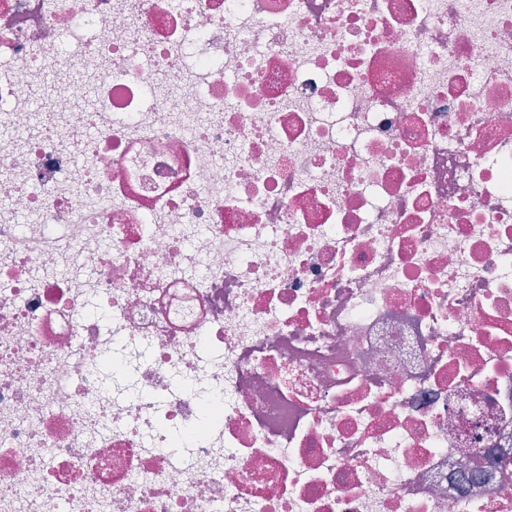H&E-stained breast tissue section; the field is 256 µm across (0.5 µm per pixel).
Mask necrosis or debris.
Listing matches in <instances>:
<instances>
[{
  "instance_id": "1",
  "label": "necrosis or debris",
  "mask_w": 512,
  "mask_h": 512,
  "mask_svg": "<svg viewBox=\"0 0 512 512\" xmlns=\"http://www.w3.org/2000/svg\"><path fill=\"white\" fill-rule=\"evenodd\" d=\"M504 467L512 0H0V512H512Z\"/></svg>"
}]
</instances>
